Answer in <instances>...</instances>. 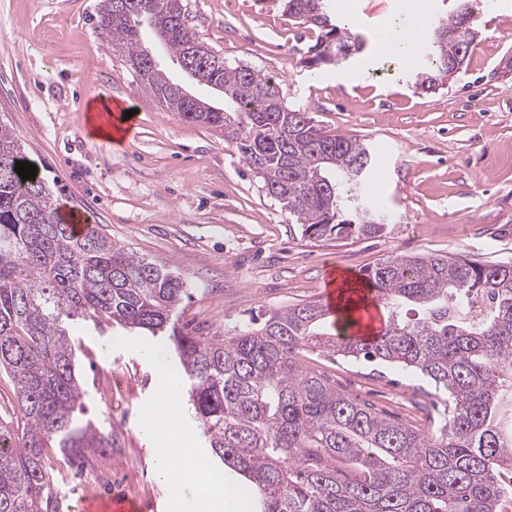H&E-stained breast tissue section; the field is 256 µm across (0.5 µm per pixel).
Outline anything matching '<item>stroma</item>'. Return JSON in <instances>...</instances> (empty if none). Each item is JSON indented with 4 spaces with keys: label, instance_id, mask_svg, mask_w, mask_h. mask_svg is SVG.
Listing matches in <instances>:
<instances>
[{
    "label": "stroma",
    "instance_id": "35a3bbf8",
    "mask_svg": "<svg viewBox=\"0 0 512 512\" xmlns=\"http://www.w3.org/2000/svg\"><path fill=\"white\" fill-rule=\"evenodd\" d=\"M188 25L231 65L277 78L293 107L328 134L353 136L372 151V190L387 230L373 238L302 236L224 139L223 128L182 120L144 91L121 54L96 29L99 0H0V121L53 189L60 210L89 223L136 255L178 272L193 288L180 322L220 336L251 314L324 299L332 278L361 282L394 252H437L494 264L512 260V0L480 8L475 45L443 89L421 93L415 68L377 53L380 34L401 12L426 4L455 10L457 0H392L387 13L364 14L362 0H329L332 16L353 26L366 49L340 65L308 67L317 32L288 19L276 0H184ZM121 98L138 111L136 134L122 144L92 136L90 106ZM84 402L114 441L110 459L59 474V512H73L104 467L133 465L136 494L156 512L173 495L155 472L143 431L158 399L156 363L145 337L77 321L69 327ZM126 372L117 409L98 399L108 370ZM325 371L338 389L399 420L430 430L439 398L420 377L394 367L337 359Z\"/></svg>",
    "mask_w": 512,
    "mask_h": 512
}]
</instances>
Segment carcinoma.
<instances>
[{"mask_svg":"<svg viewBox=\"0 0 512 512\" xmlns=\"http://www.w3.org/2000/svg\"><path fill=\"white\" fill-rule=\"evenodd\" d=\"M100 0L97 29L128 63L167 35L163 54L189 63L196 83L221 89L224 111L188 97L157 64L139 80L166 110L224 128L245 163L314 239L371 238L386 218L366 182L372 156L352 137L327 134L289 106L261 70L230 65L198 37L183 0ZM319 30L304 60L338 65L363 35L318 21L327 0H280ZM463 0L432 18L416 87L434 92L457 75L477 31ZM20 139L0 123V373L13 384L16 424L0 422V512H58L56 448L71 469L112 452V434L85 413L67 323L105 316L160 338L177 358L200 436L217 464L249 488L250 512H502L512 500V262L441 253L396 254L365 271L386 312L384 332H326L321 301L262 312L224 336H193L177 311L190 297L180 274L140 257L99 228L75 237L41 176L22 180ZM376 361L426 378L445 395L431 433L385 416L304 367L308 356Z\"/></svg>","mask_w":512,"mask_h":512,"instance_id":"carcinoma-1","label":"carcinoma"}]
</instances>
